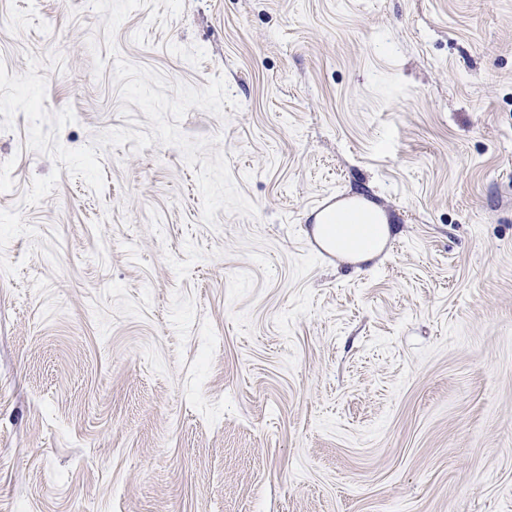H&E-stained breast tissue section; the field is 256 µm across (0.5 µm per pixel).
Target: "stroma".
Returning a JSON list of instances; mask_svg holds the SVG:
<instances>
[{
  "instance_id": "35a3bbf8",
  "label": "stroma",
  "mask_w": 512,
  "mask_h": 512,
  "mask_svg": "<svg viewBox=\"0 0 512 512\" xmlns=\"http://www.w3.org/2000/svg\"><path fill=\"white\" fill-rule=\"evenodd\" d=\"M121 56L197 88L257 218L202 221L179 148L101 150L94 193L17 114L0 209V512H512V0H184ZM39 57L60 143L122 116L88 0H0L8 74ZM361 195L375 261L310 253L311 203Z\"/></svg>"
}]
</instances>
